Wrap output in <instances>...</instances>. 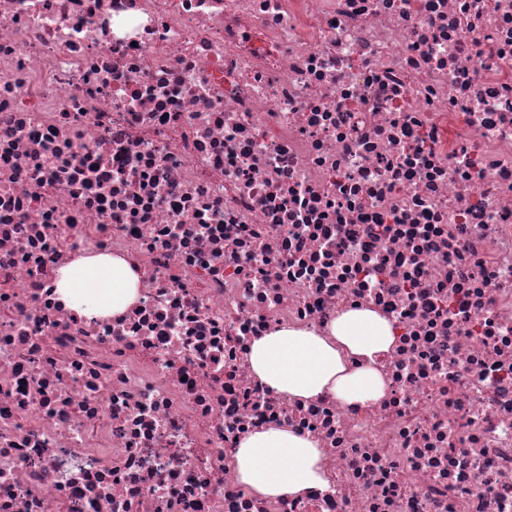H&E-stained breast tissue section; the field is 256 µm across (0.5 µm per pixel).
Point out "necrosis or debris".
<instances>
[{
  "label": "necrosis or debris",
  "instance_id": "1",
  "mask_svg": "<svg viewBox=\"0 0 512 512\" xmlns=\"http://www.w3.org/2000/svg\"><path fill=\"white\" fill-rule=\"evenodd\" d=\"M363 308L382 398L253 376ZM271 427L326 486L238 483ZM0 512H512V0H0ZM140 277L120 257L81 258L61 268L57 282L61 301L87 318L120 314L138 296ZM88 288H100L92 294Z\"/></svg>",
  "mask_w": 512,
  "mask_h": 512
}]
</instances>
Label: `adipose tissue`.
I'll use <instances>...</instances> for the list:
<instances>
[{
  "label": "adipose tissue",
  "mask_w": 512,
  "mask_h": 512,
  "mask_svg": "<svg viewBox=\"0 0 512 512\" xmlns=\"http://www.w3.org/2000/svg\"><path fill=\"white\" fill-rule=\"evenodd\" d=\"M140 277L120 257L81 258L61 268L57 282L61 301L88 318L119 314L138 296ZM392 327L371 310H350L335 318L327 334L283 327L256 340L250 364L263 385L293 399L309 400L331 393L357 408L384 394L375 367L390 350ZM365 359L364 367L347 372L343 351ZM237 478L264 497L301 496L326 483L321 451L308 437L270 428L242 440L234 455Z\"/></svg>",
  "instance_id": "1"
}]
</instances>
